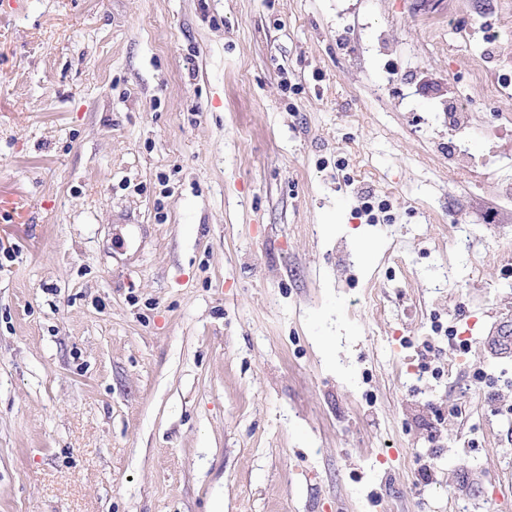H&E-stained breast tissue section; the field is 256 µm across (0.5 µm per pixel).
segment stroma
<instances>
[{
  "mask_svg": "<svg viewBox=\"0 0 512 512\" xmlns=\"http://www.w3.org/2000/svg\"><path fill=\"white\" fill-rule=\"evenodd\" d=\"M489 29L512 0H0V512H512V158L448 164L450 96L512 114Z\"/></svg>",
  "mask_w": 512,
  "mask_h": 512,
  "instance_id": "obj_1",
  "label": "stroma"
}]
</instances>
